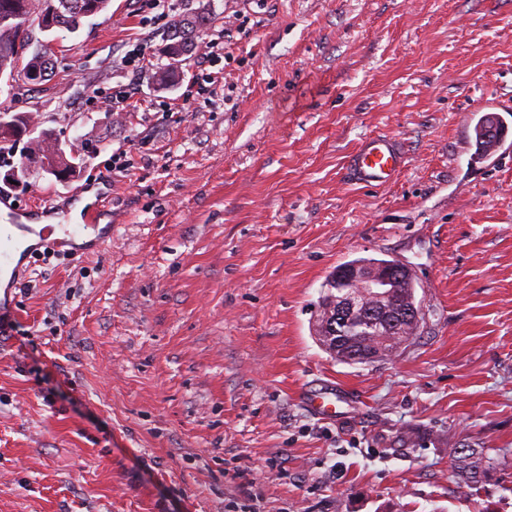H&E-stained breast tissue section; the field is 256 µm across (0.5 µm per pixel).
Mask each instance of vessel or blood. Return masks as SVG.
<instances>
[{
  "mask_svg": "<svg viewBox=\"0 0 512 512\" xmlns=\"http://www.w3.org/2000/svg\"><path fill=\"white\" fill-rule=\"evenodd\" d=\"M484 109L494 116L493 146L487 151V158H499L512 149V101L494 97L486 100ZM406 165V154L399 139L388 135H377L361 140L358 147L347 159V167L355 183L367 187H382L391 184ZM94 213H86L79 224H50L39 226L28 224L24 215L14 209L0 210V272L14 268L18 251L17 235H34L39 244L50 250L75 243L76 240L97 231ZM345 394L329 389L307 396L306 404L319 417L336 416V406L347 403Z\"/></svg>",
  "mask_w": 512,
  "mask_h": 512,
  "instance_id": "b4317fda",
  "label": "vessel or blood"
}]
</instances>
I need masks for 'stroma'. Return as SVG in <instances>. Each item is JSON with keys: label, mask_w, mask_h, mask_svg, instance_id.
Wrapping results in <instances>:
<instances>
[{"label": "stroma", "mask_w": 512, "mask_h": 512, "mask_svg": "<svg viewBox=\"0 0 512 512\" xmlns=\"http://www.w3.org/2000/svg\"><path fill=\"white\" fill-rule=\"evenodd\" d=\"M197 6L111 0L78 34L31 27L52 78L0 83V108L84 155L12 203L60 224L88 198L112 228L89 256L23 257L37 288L12 290L0 335V512H512V157L458 152L466 115L512 97V0H211L182 79L156 89L170 19ZM234 8L229 59L200 70ZM130 86L113 121L104 99ZM374 134L407 155L385 188L345 173ZM361 257L411 268L422 321L347 364L313 328L328 274ZM332 384L357 406L317 419L302 394ZM462 446L490 463L471 486Z\"/></svg>", "instance_id": "1"}]
</instances>
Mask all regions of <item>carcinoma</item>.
<instances>
[{
    "label": "carcinoma",
    "instance_id": "1",
    "mask_svg": "<svg viewBox=\"0 0 512 512\" xmlns=\"http://www.w3.org/2000/svg\"><path fill=\"white\" fill-rule=\"evenodd\" d=\"M110 0H0V72L10 77H19L26 83L39 84L53 74L51 55L36 49L24 66H19L26 46L30 44L29 27L36 24L42 31H66L70 34L79 32L86 18L106 10ZM216 21V16L204 3L194 11L178 15L170 23V43L165 54L170 63L165 68L156 70L151 75L152 83L160 89L174 86L181 74L184 56L191 50L200 31ZM30 116L24 112L12 114L11 127L0 131V140L28 135ZM54 161L61 171L55 181L66 180L79 171L75 157L58 147L57 141L50 135L28 140L27 153L21 166L12 171L17 182L26 184L31 173L44 169L45 161ZM398 261L392 259L359 258L336 267L327 281V292L320 303L317 320V335L323 345L334 346L331 354L337 360L346 362L351 356L361 351H369L374 345H381L385 340L383 333L369 334L356 317L343 322L336 321V312L332 304L336 297V283L342 269L349 266H375ZM417 282L412 274L403 273L400 280L388 289L379 302L389 312L398 314L410 305L416 304ZM461 482L469 486L477 483L484 474L481 463L464 465L458 470Z\"/></svg>",
    "mask_w": 512,
    "mask_h": 512
}]
</instances>
